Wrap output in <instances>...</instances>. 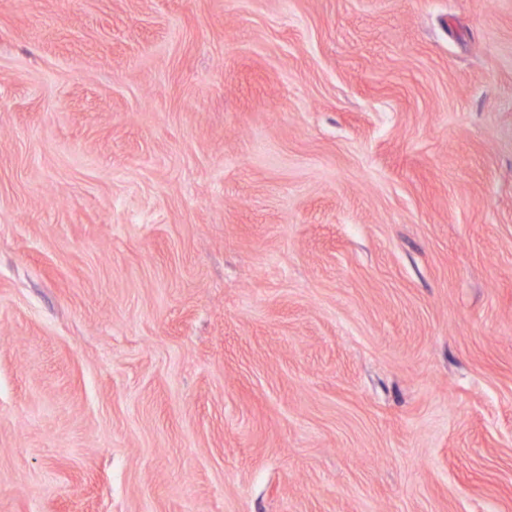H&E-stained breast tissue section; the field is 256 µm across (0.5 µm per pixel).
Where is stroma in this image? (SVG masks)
Masks as SVG:
<instances>
[{"instance_id":"stroma-1","label":"stroma","mask_w":512,"mask_h":512,"mask_svg":"<svg viewBox=\"0 0 512 512\" xmlns=\"http://www.w3.org/2000/svg\"><path fill=\"white\" fill-rule=\"evenodd\" d=\"M0 512H512V0H0Z\"/></svg>"}]
</instances>
